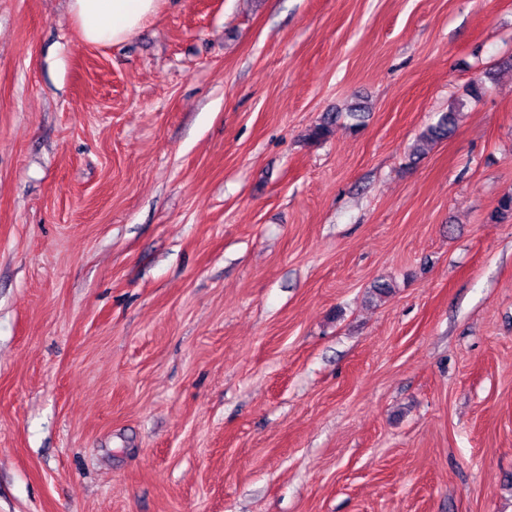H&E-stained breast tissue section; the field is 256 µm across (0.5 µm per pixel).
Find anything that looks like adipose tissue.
I'll list each match as a JSON object with an SVG mask.
<instances>
[{"label":"adipose tissue","instance_id":"ef3b65f1","mask_svg":"<svg viewBox=\"0 0 512 512\" xmlns=\"http://www.w3.org/2000/svg\"><path fill=\"white\" fill-rule=\"evenodd\" d=\"M159 0H69L83 40L107 45L130 39L154 17Z\"/></svg>","mask_w":512,"mask_h":512}]
</instances>
